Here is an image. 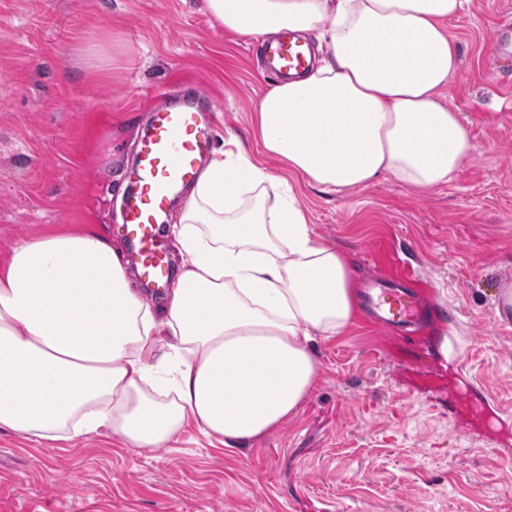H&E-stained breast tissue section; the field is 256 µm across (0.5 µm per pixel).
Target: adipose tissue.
Wrapping results in <instances>:
<instances>
[{
    "instance_id": "adipose-tissue-1",
    "label": "adipose tissue",
    "mask_w": 512,
    "mask_h": 512,
    "mask_svg": "<svg viewBox=\"0 0 512 512\" xmlns=\"http://www.w3.org/2000/svg\"><path fill=\"white\" fill-rule=\"evenodd\" d=\"M465 2L204 0L239 35L325 46L256 106L261 152L288 175L214 150L173 226L185 260L159 308L97 231L17 242L0 266V428L42 443L106 428L146 449L193 424L232 450L294 417L319 379L315 344L344 332L357 299L293 181L430 192L455 177L478 150L443 102L461 64L445 23Z\"/></svg>"
}]
</instances>
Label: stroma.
Returning <instances> with one entry per match:
<instances>
[{
	"label": "stroma",
	"instance_id": "1",
	"mask_svg": "<svg viewBox=\"0 0 512 512\" xmlns=\"http://www.w3.org/2000/svg\"><path fill=\"white\" fill-rule=\"evenodd\" d=\"M512 0H472L447 28L461 68L445 96L477 144L454 180H394L298 199L345 251L356 287L396 264L425 281L433 323L411 334L360 313L318 342L320 378L250 449L188 426L168 448L109 431L43 444L0 431V512H512ZM261 44L203 0H0V259L90 221L122 255L124 173L160 93L202 86L215 143L257 156Z\"/></svg>",
	"mask_w": 512,
	"mask_h": 512
}]
</instances>
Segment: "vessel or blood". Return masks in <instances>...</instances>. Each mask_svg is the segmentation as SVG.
I'll return each instance as SVG.
<instances>
[{
  "label": "vessel or blood",
  "instance_id": "obj_1",
  "mask_svg": "<svg viewBox=\"0 0 512 512\" xmlns=\"http://www.w3.org/2000/svg\"><path fill=\"white\" fill-rule=\"evenodd\" d=\"M262 54L268 71L284 81L310 66L309 46L288 31L266 43ZM167 96L169 105L151 111L148 130L138 141L128 175L132 188L123 199L125 236L135 248L141 279L155 289L170 280L158 231L168 224L175 201L195 182L210 153L217 112L200 86L189 96L174 90ZM410 280L407 270L396 267L368 288L366 299L378 327L393 332L428 319L423 292L410 287Z\"/></svg>",
  "mask_w": 512,
  "mask_h": 512
}]
</instances>
